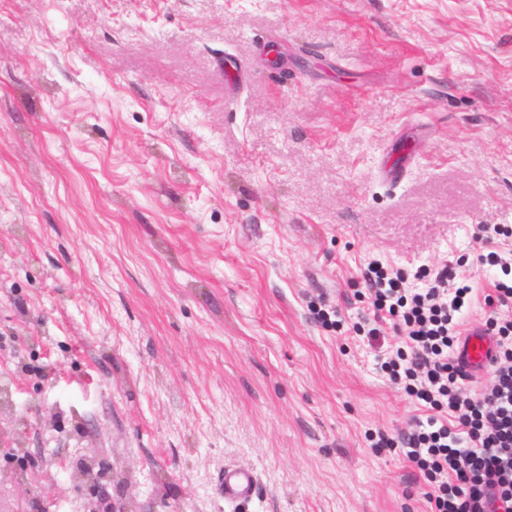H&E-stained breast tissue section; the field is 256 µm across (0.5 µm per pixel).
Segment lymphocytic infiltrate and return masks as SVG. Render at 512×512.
<instances>
[{"label":"lymphocytic infiltrate","instance_id":"obj_1","mask_svg":"<svg viewBox=\"0 0 512 512\" xmlns=\"http://www.w3.org/2000/svg\"><path fill=\"white\" fill-rule=\"evenodd\" d=\"M480 231L499 248L479 261L499 267L502 277L493 283L485 321L496 340L491 379L478 396L466 391L455 357L471 286L455 283L445 267L423 288L374 261L362 271L373 312L370 335H380L387 321L405 333L403 347L381 367L428 412L397 435L379 433L377 445L398 450L417 469L431 512H512V283L505 281L512 276V228L486 224Z\"/></svg>","mask_w":512,"mask_h":512}]
</instances>
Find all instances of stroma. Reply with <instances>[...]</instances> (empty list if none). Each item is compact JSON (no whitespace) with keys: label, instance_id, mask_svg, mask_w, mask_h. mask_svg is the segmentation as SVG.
I'll return each mask as SVG.
<instances>
[{"label":"stroma","instance_id":"35a3bbf8","mask_svg":"<svg viewBox=\"0 0 512 512\" xmlns=\"http://www.w3.org/2000/svg\"><path fill=\"white\" fill-rule=\"evenodd\" d=\"M480 224L512 0H0V512H430L359 274L450 266L484 325ZM220 487L225 500L250 498L254 493L255 478L249 470L227 469L220 479Z\"/></svg>","mask_w":512,"mask_h":512}]
</instances>
